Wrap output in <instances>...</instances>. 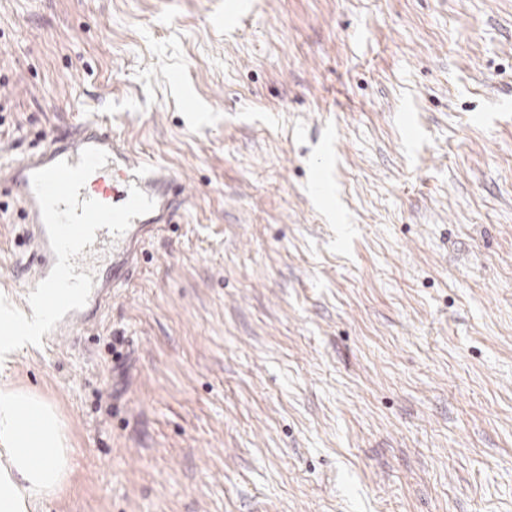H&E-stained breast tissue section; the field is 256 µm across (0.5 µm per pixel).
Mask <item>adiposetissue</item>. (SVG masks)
I'll use <instances>...</instances> for the list:
<instances>
[{
    "instance_id": "1",
    "label": "adipose tissue",
    "mask_w": 512,
    "mask_h": 512,
    "mask_svg": "<svg viewBox=\"0 0 512 512\" xmlns=\"http://www.w3.org/2000/svg\"><path fill=\"white\" fill-rule=\"evenodd\" d=\"M0 512H27L29 501L53 492L70 464L69 450L53 414L41 401L0 391Z\"/></svg>"
}]
</instances>
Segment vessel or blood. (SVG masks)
<instances>
[{"mask_svg": "<svg viewBox=\"0 0 512 512\" xmlns=\"http://www.w3.org/2000/svg\"><path fill=\"white\" fill-rule=\"evenodd\" d=\"M87 147L105 150L109 158L105 167L94 172L79 191L80 199L92 198L109 205L127 201L130 186H137L155 202L154 209L133 218L121 235L108 229L96 232L93 244L85 246L75 257L77 272L90 275L93 287L86 307L69 311L59 326L74 332L89 324L90 313L100 310L112 298L113 289L127 285L136 269L139 254L165 225L174 223L188 204L182 183L166 168L133 158L111 125L99 119H87L69 130L53 135L47 143L24 158L0 164V184L20 204L28 226L32 251L28 261L20 266L19 274L27 291L51 272L56 257L50 247L39 203L35 196L32 175L35 171L59 161L77 165L80 152Z\"/></svg>", "mask_w": 512, "mask_h": 512, "instance_id": "1", "label": "vessel or blood"}]
</instances>
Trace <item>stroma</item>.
<instances>
[{"label": "stroma", "instance_id": "35a3bbf8", "mask_svg": "<svg viewBox=\"0 0 512 512\" xmlns=\"http://www.w3.org/2000/svg\"><path fill=\"white\" fill-rule=\"evenodd\" d=\"M229 2L0 0V162L96 113L190 196L0 361L71 450L31 512H512V0Z\"/></svg>", "mask_w": 512, "mask_h": 512}]
</instances>
